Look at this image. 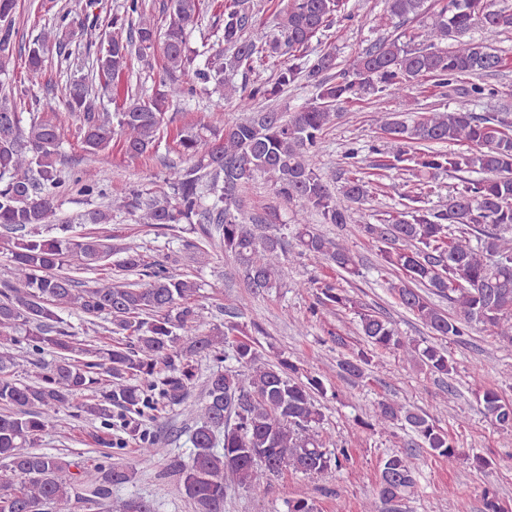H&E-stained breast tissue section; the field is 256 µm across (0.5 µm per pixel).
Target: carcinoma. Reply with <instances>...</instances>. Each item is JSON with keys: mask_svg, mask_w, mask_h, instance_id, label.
I'll return each mask as SVG.
<instances>
[{"mask_svg": "<svg viewBox=\"0 0 512 512\" xmlns=\"http://www.w3.org/2000/svg\"><path fill=\"white\" fill-rule=\"evenodd\" d=\"M19 0H0V74L13 59L12 18ZM381 20L394 30L379 36L337 68L336 52L316 50L314 39L336 22L352 21L349 0H277L275 30L254 39V0H224L220 35L214 44L193 48L189 27L202 0H170L169 19L157 25L142 0H124L121 9L102 20L89 18L82 0L71 12L80 27L102 29L91 56L90 74L68 75L63 50L71 42L73 23L45 28L28 45L25 65L30 78L42 74L50 54L60 57L66 76L60 103L81 122L82 144L90 155L106 153L114 138L124 154L137 159L158 153L172 118L170 109L194 96L197 86L215 83L223 103L235 115L222 124L197 123L177 133L180 163L167 166V190L146 193L131 185L112 188V196L138 224L172 230L193 226L198 241L185 242L196 259L206 257L204 242L224 249L253 294L278 287L290 256L291 230L297 254L312 265L327 264L345 278L362 275L359 260L344 244L310 223H348L355 205L370 202V181L362 176L360 154H391L390 168L409 173L413 183L401 196L396 215L360 225L380 242L379 270L397 274L389 290L420 321L431 339L402 335L395 323L347 289L316 278L299 283L316 289L310 308L348 310L365 346L339 360L347 376L363 380L374 354H398L444 380L454 366L443 341H456L473 330L512 344V120L506 112L477 114L471 106L499 95L483 82L468 80L500 70L505 59L493 46L512 31V8L494 0H384ZM407 21L419 23L411 35L399 31ZM483 30V38L469 34ZM160 46L165 79L144 98L127 85L119 112L97 106L95 84L109 86L129 78L132 58L149 62ZM275 69L272 83L252 79L259 67ZM240 81H234L235 77ZM303 81L316 90L293 112L264 106L283 90ZM430 81L448 91L455 108H415L414 89ZM395 95L404 109L386 108ZM370 98L385 134L381 144L350 146L343 154L345 174L338 189L318 173L310 157L323 144L326 129L348 105ZM62 127L31 119L22 126L19 112L0 103V229L12 263L11 280L0 289V512H75L81 498L104 512H154L140 497L121 498L112 491L131 481L135 471L115 461L134 442L141 460L155 456L158 435L147 426L155 412L185 406L197 414L191 431L189 461L175 460L170 473L194 506V512H224V498L237 487L265 496L272 479L291 470L309 477L339 471L348 455L329 448L319 434L325 420L320 400L326 378L303 371L278 357L262 359L258 339L238 322L242 310H220L225 320L205 324L198 311L204 283L149 261L133 241L99 231L80 236L72 226L55 223L56 203L67 191L103 195L97 173L61 178L58 151ZM465 143V151L437 145ZM459 180L456 190L429 205L433 181L442 175ZM270 182L275 198L294 206L293 224L274 206L265 216L247 215L242 188L256 178ZM85 224L112 223V206L84 215ZM114 254L125 272L148 280L98 279L90 286L76 274L93 270ZM448 302L446 311L432 301ZM77 313L83 323L116 335L110 341L81 339L59 315ZM48 353L36 361L27 381L10 377L18 354ZM209 358L216 368L202 385V400L191 403L197 363ZM232 359L236 367H221ZM480 413L503 429L512 428V401L494 388L474 392ZM75 417L99 423L94 439L102 447L91 470L65 453L35 451L42 434L62 407ZM133 411L138 421H124V436H112L114 410ZM407 424L423 448L453 465L468 461L479 470L489 463L469 457L437 425L430 413L411 409L395 397L378 400L356 425L392 435ZM417 485V469L403 452L381 462L378 500L398 502ZM286 512H319L309 498L288 499Z\"/></svg>", "mask_w": 512, "mask_h": 512, "instance_id": "obj_1", "label": "carcinoma"}]
</instances>
